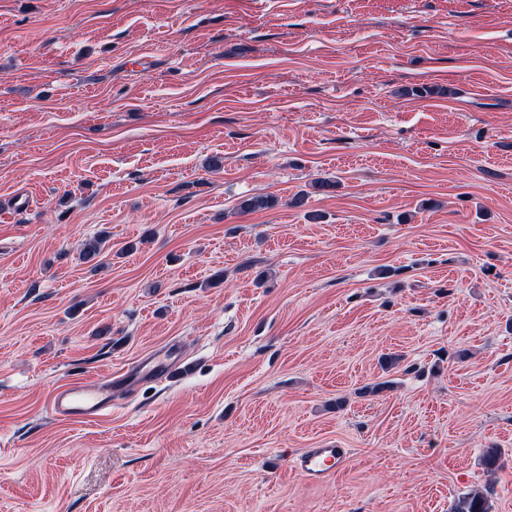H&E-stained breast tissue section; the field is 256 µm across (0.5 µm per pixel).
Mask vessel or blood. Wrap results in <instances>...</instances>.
<instances>
[{
  "label": "vessel or blood",
  "instance_id": "obj_1",
  "mask_svg": "<svg viewBox=\"0 0 512 512\" xmlns=\"http://www.w3.org/2000/svg\"><path fill=\"white\" fill-rule=\"evenodd\" d=\"M181 368V359L170 358L165 353L156 356L151 364L139 363L129 367L117 375L116 381L123 383L131 378H169ZM112 384L91 385L77 380L59 387L49 399L50 411L55 417L65 420L92 421L103 417L112 407ZM349 460V449L331 445L302 449L292 457L291 465L307 482L323 484L345 468Z\"/></svg>",
  "mask_w": 512,
  "mask_h": 512
}]
</instances>
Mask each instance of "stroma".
<instances>
[{
	"label": "stroma",
	"mask_w": 512,
	"mask_h": 512,
	"mask_svg": "<svg viewBox=\"0 0 512 512\" xmlns=\"http://www.w3.org/2000/svg\"><path fill=\"white\" fill-rule=\"evenodd\" d=\"M168 345L174 381L49 414ZM487 485L512 512V0H0V512ZM49 408L59 419L92 421L103 417L112 409V377L100 385L77 380L59 387L49 399ZM350 460V449L331 445L304 448L291 459L293 469L307 482L326 483L336 472L345 468Z\"/></svg>",
	"instance_id": "obj_1"
}]
</instances>
